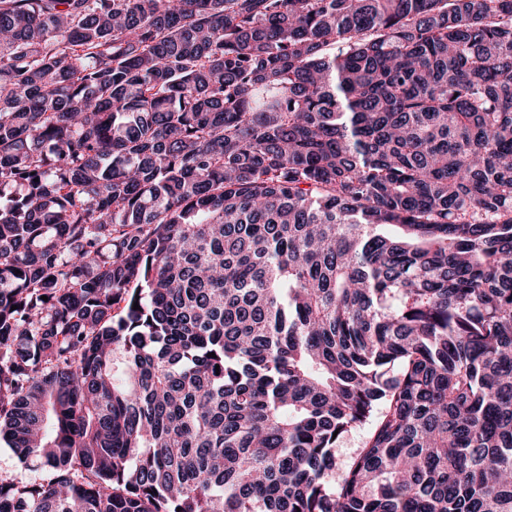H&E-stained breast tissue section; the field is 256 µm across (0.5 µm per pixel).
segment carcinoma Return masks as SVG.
I'll return each mask as SVG.
<instances>
[{"instance_id":"cac0c4a2","label":"carcinoma","mask_w":512,"mask_h":512,"mask_svg":"<svg viewBox=\"0 0 512 512\" xmlns=\"http://www.w3.org/2000/svg\"><path fill=\"white\" fill-rule=\"evenodd\" d=\"M0 439V512H512V0H0ZM364 440V431H353L338 444L336 448L337 474H340L355 456L358 449L362 446ZM0 475L17 476L26 482L38 483L45 479L47 472L36 462H30L27 467L22 465L12 449L0 440Z\"/></svg>"}]
</instances>
